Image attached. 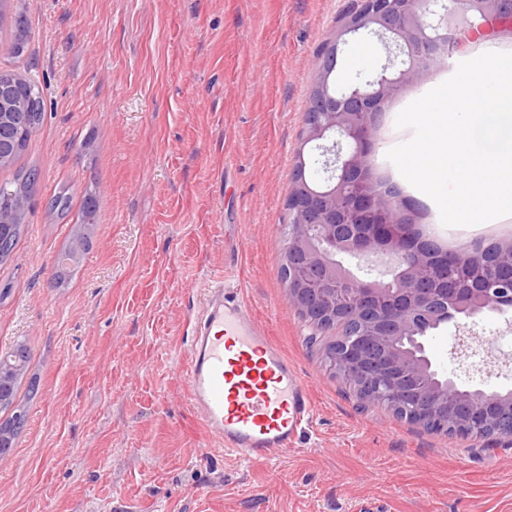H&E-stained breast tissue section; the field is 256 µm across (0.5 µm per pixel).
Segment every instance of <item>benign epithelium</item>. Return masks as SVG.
<instances>
[{
	"label": "benign epithelium",
	"mask_w": 512,
	"mask_h": 512,
	"mask_svg": "<svg viewBox=\"0 0 512 512\" xmlns=\"http://www.w3.org/2000/svg\"><path fill=\"white\" fill-rule=\"evenodd\" d=\"M505 0H360L318 58H340L348 38L377 36L387 62L354 79L336 96L313 84L305 135L293 173L299 176L288 212L293 216L281 249L288 303L319 332L350 320L355 330L325 355L351 380L362 399L388 403L406 421L455 435L512 437V389L461 388L439 374L427 352L429 334L453 321L465 330L461 354L480 345L470 328L487 313L512 309V239L475 242L468 263L492 248L495 266L448 280V254L414 230L410 201L373 180L372 122L413 83L426 65L454 52L449 38L474 35L502 17ZM366 272L359 276L343 259Z\"/></svg>",
	"instance_id": "1"
}]
</instances>
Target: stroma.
Masks as SVG:
<instances>
[{"mask_svg":"<svg viewBox=\"0 0 512 512\" xmlns=\"http://www.w3.org/2000/svg\"><path fill=\"white\" fill-rule=\"evenodd\" d=\"M352 0H22L28 50L0 71L34 78L45 120L21 163L40 179L24 234L0 265V355L30 349L39 393L5 462L0 512H512V440L428 432L360 402L288 307L284 204L314 63ZM487 51L493 34L425 67L375 120L376 178L400 187L438 243L512 236V215L446 227L387 159L412 133L399 112ZM71 197L65 216L51 198ZM96 222L56 283L86 204ZM226 280L266 323L313 395L295 450L264 462L218 451L181 371L192 324ZM496 356L477 371L459 330L428 353L463 388L512 389V312L479 319Z\"/></svg>","mask_w":512,"mask_h":512,"instance_id":"35a3bbf8","label":"stroma"}]
</instances>
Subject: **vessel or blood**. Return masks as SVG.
<instances>
[{"label":"vessel or blood","mask_w":512,"mask_h":512,"mask_svg":"<svg viewBox=\"0 0 512 512\" xmlns=\"http://www.w3.org/2000/svg\"><path fill=\"white\" fill-rule=\"evenodd\" d=\"M182 376L206 433L250 460L292 450L312 410L296 366L253 309L220 283L194 324Z\"/></svg>","instance_id":"1"}]
</instances>
